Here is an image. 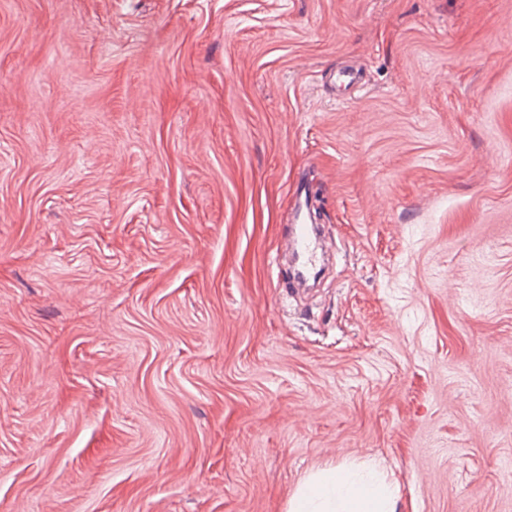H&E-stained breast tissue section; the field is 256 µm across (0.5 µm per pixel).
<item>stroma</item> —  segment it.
I'll return each mask as SVG.
<instances>
[{"mask_svg":"<svg viewBox=\"0 0 512 512\" xmlns=\"http://www.w3.org/2000/svg\"><path fill=\"white\" fill-rule=\"evenodd\" d=\"M371 464L395 512H512V0H0V512ZM311 191V187L307 183L297 185L290 207L293 225L290 226L289 236L288 230L283 235L287 248L289 245L292 252L302 259L305 272L316 268L320 260L317 225L306 222L305 210L308 209Z\"/></svg>","mask_w":512,"mask_h":512,"instance_id":"obj_1","label":"stroma"}]
</instances>
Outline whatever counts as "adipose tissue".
I'll use <instances>...</instances> for the list:
<instances>
[{
  "instance_id": "adipose-tissue-1",
  "label": "adipose tissue",
  "mask_w": 512,
  "mask_h": 512,
  "mask_svg": "<svg viewBox=\"0 0 512 512\" xmlns=\"http://www.w3.org/2000/svg\"><path fill=\"white\" fill-rule=\"evenodd\" d=\"M289 512H390L384 490L355 481L348 470L330 467L307 479Z\"/></svg>"
}]
</instances>
